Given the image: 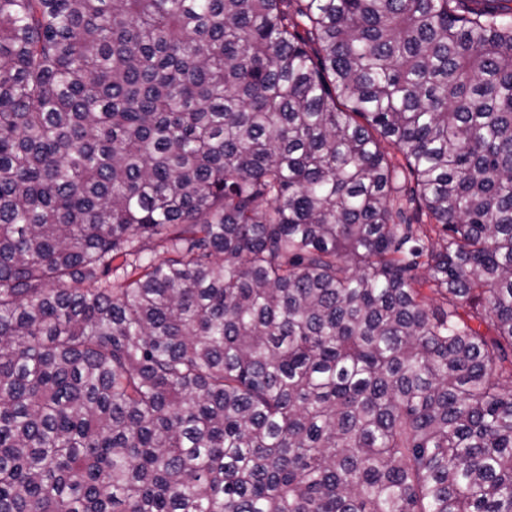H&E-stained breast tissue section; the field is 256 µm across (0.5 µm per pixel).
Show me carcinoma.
Instances as JSON below:
<instances>
[{"instance_id": "1", "label": "carcinoma", "mask_w": 512, "mask_h": 512, "mask_svg": "<svg viewBox=\"0 0 512 512\" xmlns=\"http://www.w3.org/2000/svg\"><path fill=\"white\" fill-rule=\"evenodd\" d=\"M0 512H512V0H0Z\"/></svg>"}]
</instances>
